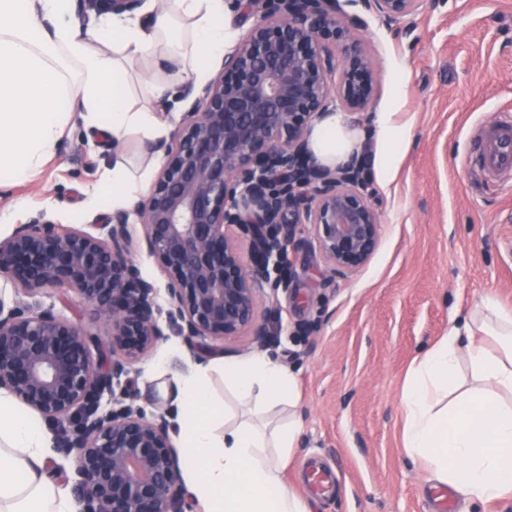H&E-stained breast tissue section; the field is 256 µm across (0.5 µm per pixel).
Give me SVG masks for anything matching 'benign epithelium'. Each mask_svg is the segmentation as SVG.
<instances>
[{"mask_svg":"<svg viewBox=\"0 0 512 512\" xmlns=\"http://www.w3.org/2000/svg\"><path fill=\"white\" fill-rule=\"evenodd\" d=\"M361 2L388 23L411 17L422 0ZM84 12L132 13L141 0H78ZM247 35L222 71L194 97L149 194L135 207L142 246L166 277L157 285L132 256L129 214L95 217V234L65 230L43 210L0 238V276L24 296L73 290L106 315L110 341L52 309L0 300V390L58 430L56 447L73 457L59 477L81 512H186L180 459L167 412L134 406L131 366L171 330L191 350H217L251 333L276 345L259 320L260 292H288L289 251L301 226L336 274L363 267L381 236L358 159L331 170L308 149L312 120L336 98L363 109L378 82L362 47L359 17L340 0H234ZM343 46L336 57L330 47ZM336 73V84L328 75ZM249 240L243 255L228 230Z\"/></svg>","mask_w":512,"mask_h":512,"instance_id":"7a95c632","label":"benign epithelium"}]
</instances>
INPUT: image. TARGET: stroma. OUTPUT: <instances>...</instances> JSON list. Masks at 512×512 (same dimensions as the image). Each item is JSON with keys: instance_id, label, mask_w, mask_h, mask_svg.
Here are the masks:
<instances>
[{"instance_id": "stroma-1", "label": "stroma", "mask_w": 512, "mask_h": 512, "mask_svg": "<svg viewBox=\"0 0 512 512\" xmlns=\"http://www.w3.org/2000/svg\"><path fill=\"white\" fill-rule=\"evenodd\" d=\"M365 50L378 70L375 97L356 111L372 129L388 111L406 144L369 184L381 242L358 272L337 275L303 226L296 280L277 303L262 299V320L277 338L273 360L296 376L297 406L266 413L275 424L303 417L284 480L311 512H430L437 484L401 444L407 374L422 351L447 335L453 317L486 292L512 307V179L464 169L468 148L512 116V0H424L410 19L386 23L356 0ZM150 143L131 137L124 155L111 140L68 124L55 154L35 174L0 186V234L43 210L68 229H87L111 205L91 187L115 160L141 178ZM41 306L108 337L94 304L48 288ZM194 362L182 337L167 334L133 363L137 406L172 407V390ZM335 471V488L311 482Z\"/></svg>"}]
</instances>
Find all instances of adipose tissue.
Returning <instances> with one entry per match:
<instances>
[{
  "instance_id": "1",
  "label": "adipose tissue",
  "mask_w": 512,
  "mask_h": 512,
  "mask_svg": "<svg viewBox=\"0 0 512 512\" xmlns=\"http://www.w3.org/2000/svg\"><path fill=\"white\" fill-rule=\"evenodd\" d=\"M233 16L227 0H145L138 15H102L85 30L72 0H0V175L37 171L75 112L116 147L133 135L164 136L158 113L130 105L128 65L151 57L202 82L237 39ZM365 140L349 116L330 111L314 120L309 147L334 169ZM143 188L117 166L95 199L127 211ZM216 363L250 413L295 400L294 375L264 354ZM176 407L182 470L202 512H309L282 479L300 418L274 427L229 421L198 370L182 376ZM403 414L404 447L436 482L482 504L512 494V308L486 293L428 348L405 382ZM46 446L39 419L0 391V512H77L74 496L56 486Z\"/></svg>"
}]
</instances>
